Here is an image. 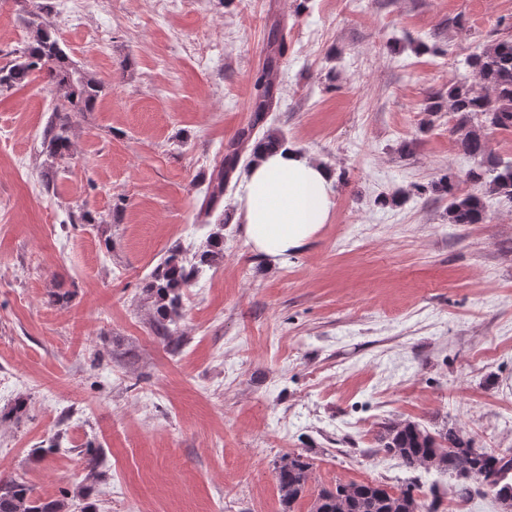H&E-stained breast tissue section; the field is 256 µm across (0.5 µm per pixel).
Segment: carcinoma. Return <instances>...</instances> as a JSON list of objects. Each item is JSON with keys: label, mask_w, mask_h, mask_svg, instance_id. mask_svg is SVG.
Masks as SVG:
<instances>
[{"label": "carcinoma", "mask_w": 512, "mask_h": 512, "mask_svg": "<svg viewBox=\"0 0 512 512\" xmlns=\"http://www.w3.org/2000/svg\"><path fill=\"white\" fill-rule=\"evenodd\" d=\"M466 67L488 90L483 94L461 74L448 86V111L457 117L454 133L462 151L474 159L466 173L467 181L484 194H496L512 202V161H504L486 152L481 128L512 132V38L494 39L478 53L471 54ZM45 75L48 84L59 93L54 116L43 131V152L50 166H64L72 158L70 131L73 117L93 111L102 92L101 84L72 63L61 48L51 27L38 24L25 46L20 61L0 66V91L28 81L31 74ZM253 122L240 131L227 148V154L210 175L202 208L210 213L224 197V186L236 168L238 146L254 142L261 147L284 146L286 139L271 130L257 135L266 115L278 103L279 88L274 69L263 68L254 77ZM437 191L448 196V223L481 224L485 206L481 197L455 194L453 174L434 182ZM210 233L195 252L176 245L157 265L145 285V294L156 306L154 333L172 352L182 340L174 337L172 325L181 315L184 290L191 287L203 268L224 257V235ZM382 450L402 466L413 471H435L448 476V493L462 504L479 492L492 493L501 512H512V448H475L471 441L447 430L432 433L419 424L389 422L378 435ZM86 480L95 481L103 465L99 450L86 449ZM313 463L303 452L282 454L275 462V477L281 512H295L305 497ZM67 497H36L22 481L0 479V512H67ZM309 512H424L412 488L392 491L373 482H338L322 488L314 496Z\"/></svg>", "instance_id": "obj_1"}]
</instances>
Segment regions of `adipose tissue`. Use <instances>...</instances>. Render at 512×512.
I'll use <instances>...</instances> for the list:
<instances>
[{
	"instance_id": "obj_1",
	"label": "adipose tissue",
	"mask_w": 512,
	"mask_h": 512,
	"mask_svg": "<svg viewBox=\"0 0 512 512\" xmlns=\"http://www.w3.org/2000/svg\"><path fill=\"white\" fill-rule=\"evenodd\" d=\"M332 183L330 170L311 155L289 147L259 151L238 197L253 250L277 259L307 246L329 220Z\"/></svg>"
}]
</instances>
